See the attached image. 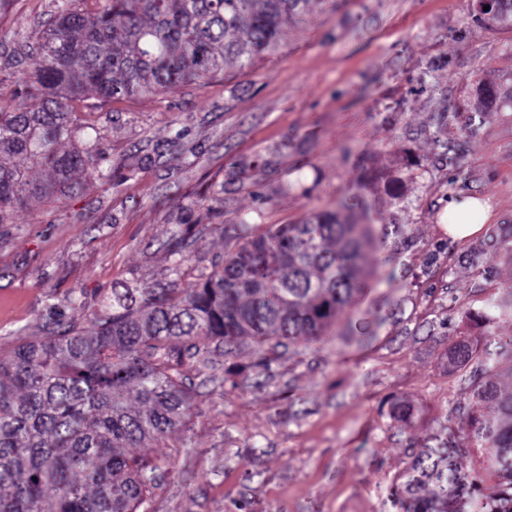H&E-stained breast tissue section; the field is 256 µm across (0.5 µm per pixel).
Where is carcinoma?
<instances>
[{
  "label": "carcinoma",
  "mask_w": 512,
  "mask_h": 512,
  "mask_svg": "<svg viewBox=\"0 0 512 512\" xmlns=\"http://www.w3.org/2000/svg\"><path fill=\"white\" fill-rule=\"evenodd\" d=\"M309 0H109L87 13L75 0L57 12L19 64L18 95L0 101V224L15 211L61 203L84 189L105 152L81 137L85 94L104 101L171 91L194 79L275 54L283 17ZM474 22L512 30V0ZM37 97L30 108L26 99ZM483 111L512 102L492 81L473 90ZM35 170L45 177L32 176ZM370 229L335 212L271 224L224 256L197 288L165 285L112 291L88 324L49 320L47 334L0 351V512H138L159 460L130 455L146 440L181 429L192 396L172 361L217 341L249 336L309 343L328 335L368 275ZM452 371L469 372L470 396L457 427L411 461L392 493L403 512H512V359L465 339L448 351ZM486 453L496 481L461 461Z\"/></svg>",
  "instance_id": "cac0c4a2"
}]
</instances>
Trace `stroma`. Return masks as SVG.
<instances>
[{"instance_id": "35a3bbf8", "label": "stroma", "mask_w": 512, "mask_h": 512, "mask_svg": "<svg viewBox=\"0 0 512 512\" xmlns=\"http://www.w3.org/2000/svg\"><path fill=\"white\" fill-rule=\"evenodd\" d=\"M53 9L0 11L1 99L20 88L8 58ZM471 12V0H310L278 53L249 67L106 104L87 94L118 177L15 213L0 235L1 347L56 313L86 321L116 288L191 291L269 224L333 210L378 238L367 263L381 276L330 337L277 350L245 337L176 365L195 407L145 442L166 465L139 512H396L391 488L469 395L449 349L512 341V316L497 315L512 306V105L470 99L480 80L512 86V33ZM461 192L492 206L463 242L440 225ZM186 223L194 234L171 253ZM469 311L495 315L494 331Z\"/></svg>"}]
</instances>
